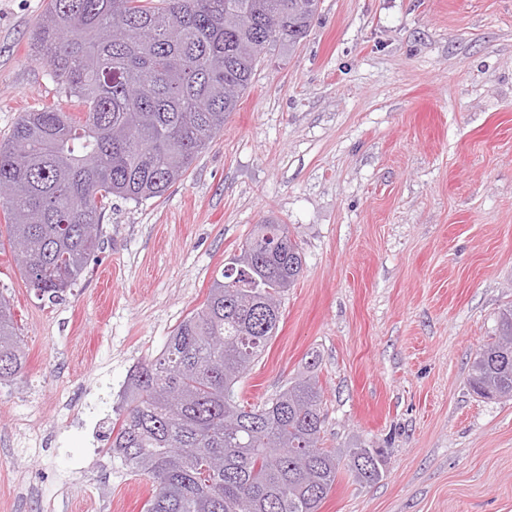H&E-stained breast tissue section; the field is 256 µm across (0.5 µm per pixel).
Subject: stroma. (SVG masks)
Masks as SVG:
<instances>
[{
	"instance_id": "stroma-1",
	"label": "stroma",
	"mask_w": 512,
	"mask_h": 512,
	"mask_svg": "<svg viewBox=\"0 0 512 512\" xmlns=\"http://www.w3.org/2000/svg\"><path fill=\"white\" fill-rule=\"evenodd\" d=\"M47 4L0 0V139L71 108L29 41ZM267 219L304 265L238 393L262 402L315 362L323 447L385 460L371 485L341 472L319 512H512V400L468 385L512 306V0H320L183 181L113 199L63 301L0 244L26 352L0 384V512H143L150 483L106 439L128 377Z\"/></svg>"
}]
</instances>
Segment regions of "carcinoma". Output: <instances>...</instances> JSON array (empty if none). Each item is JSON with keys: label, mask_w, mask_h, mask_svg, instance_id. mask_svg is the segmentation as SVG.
Masks as SVG:
<instances>
[{"label": "carcinoma", "mask_w": 512, "mask_h": 512, "mask_svg": "<svg viewBox=\"0 0 512 512\" xmlns=\"http://www.w3.org/2000/svg\"><path fill=\"white\" fill-rule=\"evenodd\" d=\"M318 8L319 0H49L30 40L81 116L26 112L0 142V209L28 287L61 299L100 249L111 197L160 198L182 181L224 131L268 46L299 45ZM302 270L287 225H255L202 306L130 375L110 450L151 483L145 512H319L341 466L361 484L382 477L374 448L319 446L315 363L262 403L238 396ZM24 359L0 296V381L20 374ZM469 385L512 400V307L474 358ZM209 457L222 466L205 467Z\"/></svg>", "instance_id": "obj_1"}]
</instances>
